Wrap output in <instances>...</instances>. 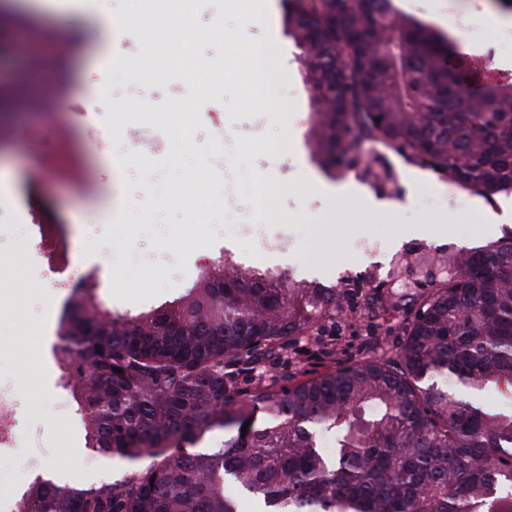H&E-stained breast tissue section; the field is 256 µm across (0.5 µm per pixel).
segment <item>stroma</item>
I'll return each instance as SVG.
<instances>
[{"label":"stroma","instance_id":"35a3bbf8","mask_svg":"<svg viewBox=\"0 0 512 512\" xmlns=\"http://www.w3.org/2000/svg\"><path fill=\"white\" fill-rule=\"evenodd\" d=\"M258 0H199L195 41L162 35L155 0H111L112 9L139 22L120 44L107 46L95 20L77 9L49 18L0 2V96L15 111L0 115V165L19 171L13 189L0 191V269L15 286L0 293V375L13 378L26 440L0 455V501L29 485L52 462H64L91 485L119 472L105 466L85 445L77 405L62 387L58 366L22 371L30 342L58 319L64 296L31 267V245L12 226L19 218L50 224L69 261L66 275L81 282L110 311L138 313L201 286L202 272L221 251L259 270L286 268L294 282L333 284L362 281L383 288L394 306L373 345L365 328L347 313H326L322 333L339 337L337 364L380 357L397 346L414 320L418 295L448 274V257L460 248H479L512 233V195L486 201L448 195V178L374 145L370 169L328 176L312 157L313 123L298 50L285 32V7L273 12ZM468 15L475 24L496 15L512 28V10L490 0H417L418 12L436 5ZM221 26L224 37L210 31ZM26 41L28 55L17 52ZM266 62L265 92L258 109L243 93L252 49ZM208 64L207 84L219 107L192 116L180 132L170 114L192 101L197 86L172 68L173 51ZM122 91L114 110H105L104 78ZM232 126L249 139L233 166L242 198L264 193L256 213L268 235H288L286 252H256L235 237V225L216 226L222 213L225 171L212 162L220 150L216 134ZM110 131L118 152H104L91 128ZM207 170V188L197 175ZM122 208L117 223L100 221V205ZM112 243L96 257L90 229Z\"/></svg>","mask_w":512,"mask_h":512}]
</instances>
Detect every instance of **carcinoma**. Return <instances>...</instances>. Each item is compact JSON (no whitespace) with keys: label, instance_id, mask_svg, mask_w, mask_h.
Listing matches in <instances>:
<instances>
[{"label":"carcinoma","instance_id":"carcinoma-1","mask_svg":"<svg viewBox=\"0 0 512 512\" xmlns=\"http://www.w3.org/2000/svg\"><path fill=\"white\" fill-rule=\"evenodd\" d=\"M283 2L328 175L380 143L488 201L512 193L511 76L464 71L455 39L394 0ZM448 264L392 356L283 380L270 361L336 354L314 336L330 289L243 278L227 256L224 282L135 315L72 289L63 387L86 445L126 469L88 487L38 476L15 512H238L228 485L258 512H512V234ZM436 372L507 403L460 400ZM215 430L219 447L194 450Z\"/></svg>","mask_w":512,"mask_h":512}]
</instances>
